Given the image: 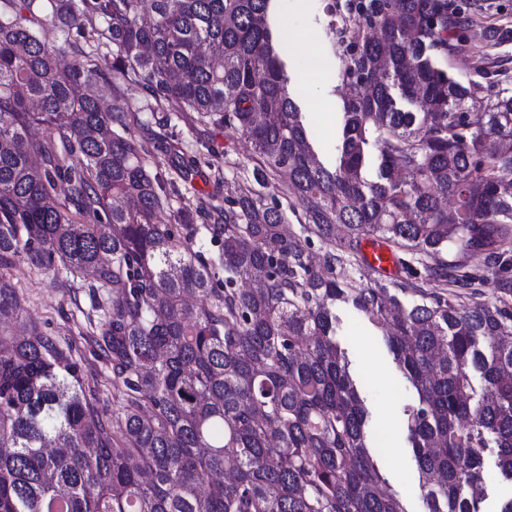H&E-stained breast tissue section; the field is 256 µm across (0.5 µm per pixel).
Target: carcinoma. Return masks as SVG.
<instances>
[{"instance_id": "obj_1", "label": "carcinoma", "mask_w": 512, "mask_h": 512, "mask_svg": "<svg viewBox=\"0 0 512 512\" xmlns=\"http://www.w3.org/2000/svg\"><path fill=\"white\" fill-rule=\"evenodd\" d=\"M46 2L42 17L37 0H0V512H408L336 341L338 303L382 330L413 391L426 512H484L486 449L512 482V86L443 68L461 9L345 0L329 167L289 93L272 0ZM99 83L245 135L255 181L288 175L301 230L246 178L222 206L171 210L131 132L139 108L85 90ZM202 228L210 259L189 245ZM372 238L410 255L404 278L365 263ZM21 263L89 272L106 295L86 336L112 408L56 337L12 333L25 308L3 271Z\"/></svg>"}]
</instances>
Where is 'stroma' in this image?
I'll list each match as a JSON object with an SVG mask.
<instances>
[{
    "mask_svg": "<svg viewBox=\"0 0 512 512\" xmlns=\"http://www.w3.org/2000/svg\"><path fill=\"white\" fill-rule=\"evenodd\" d=\"M327 2L276 0L275 10L287 23L289 92L306 112L309 134L322 157L330 159L335 157L340 140L337 116L342 112L346 88L340 76L345 47L334 39ZM474 2L470 14L475 25L448 56L449 71L466 76L474 59L484 53L512 73V38L498 36L500 28H512V0ZM112 93L140 107L138 137L149 140L155 133H162L164 147L156 153L161 170H169L175 160L192 165L188 181L179 183L178 194L170 197L171 206H178L184 197L223 201L231 195L235 183L251 175L252 146L240 132L195 126L190 114L175 104L169 106L167 125L162 128L150 112L143 91L118 84ZM10 278L29 322L71 349L101 404L111 405L112 371L95 356L82 316L91 305L89 281L23 264L11 270ZM338 315L342 323L337 339L363 381V392L373 414V430L383 443L382 472L409 512H425L406 430L398 428L396 436H389L386 423L390 416L402 418L403 407L411 401L412 393L387 352L381 331L348 308H339Z\"/></svg>",
    "mask_w": 512,
    "mask_h": 512,
    "instance_id": "stroma-1",
    "label": "stroma"
}]
</instances>
